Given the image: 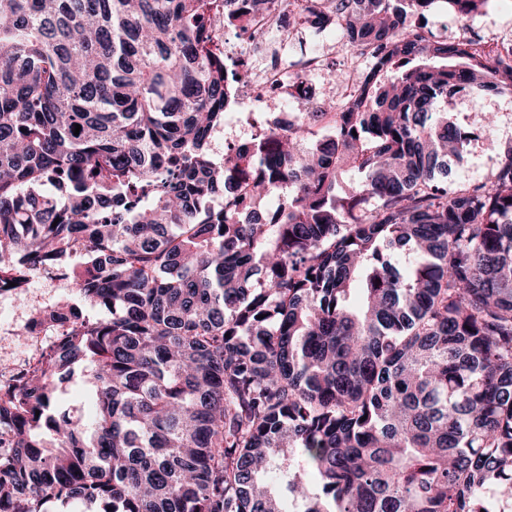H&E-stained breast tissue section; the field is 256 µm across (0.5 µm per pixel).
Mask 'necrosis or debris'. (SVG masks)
<instances>
[{
  "mask_svg": "<svg viewBox=\"0 0 512 512\" xmlns=\"http://www.w3.org/2000/svg\"><path fill=\"white\" fill-rule=\"evenodd\" d=\"M292 19L280 0H248L239 26L227 23L223 10L211 14L201 46L208 50L217 45L224 52L225 110L231 119L224 124L223 138L228 147L250 145L257 134L254 113L287 111L298 90H307L315 109L328 100L343 105L350 99V81L312 83L336 52L335 19L310 30L303 49L288 34Z\"/></svg>",
  "mask_w": 512,
  "mask_h": 512,
  "instance_id": "1",
  "label": "necrosis or debris"
}]
</instances>
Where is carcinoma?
I'll return each mask as SVG.
<instances>
[{
    "label": "carcinoma",
    "mask_w": 512,
    "mask_h": 512,
    "mask_svg": "<svg viewBox=\"0 0 512 512\" xmlns=\"http://www.w3.org/2000/svg\"><path fill=\"white\" fill-rule=\"evenodd\" d=\"M215 2L0 0V289L78 250L108 313L38 314L63 332L0 386V512H287L275 483L297 512H512V144L450 178L472 132L442 108L512 94V63L408 23L486 0H335L357 96L259 112L220 164ZM86 365L88 422L61 401Z\"/></svg>",
    "instance_id": "1"
}]
</instances>
